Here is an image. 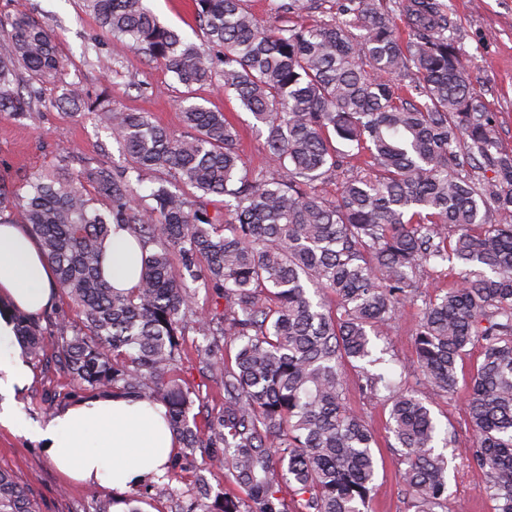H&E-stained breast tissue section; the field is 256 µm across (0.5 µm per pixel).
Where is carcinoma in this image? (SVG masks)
Instances as JSON below:
<instances>
[{
  "label": "carcinoma",
  "mask_w": 512,
  "mask_h": 512,
  "mask_svg": "<svg viewBox=\"0 0 512 512\" xmlns=\"http://www.w3.org/2000/svg\"><path fill=\"white\" fill-rule=\"evenodd\" d=\"M245 0H194L203 40L163 25L144 0H85L99 27L163 65L186 89L176 137L144 112L112 107L66 80L52 30L27 13L0 19V115L21 118L59 79L55 103L103 115L132 166L116 174L66 163L0 189V205L38 238L76 318L58 335L19 318L23 356L49 345L77 385L152 398L168 407L183 448L246 498L220 512H368L374 434L346 403L341 364L372 356L371 337L418 299L416 278L444 264L457 283L424 301L415 386L369 374L389 392L388 430L415 512L448 500V458L420 388L451 393L459 361L482 346L468 416L485 493L512 512V148L460 66L441 0H273L261 25ZM307 26L285 22L301 14ZM360 30L359 34L352 29ZM195 85L233 95L266 131L272 167L240 173L238 132L222 112L191 102ZM160 174L149 194L137 185ZM336 184L330 196L321 187ZM224 210H208V197ZM142 246L139 284L101 275L112 232ZM189 273L198 287H190ZM224 307L195 308L197 288ZM334 303H329V298ZM196 332L201 369L224 402L204 425L189 419L195 390L177 373L181 336ZM0 512H35L0 469Z\"/></svg>",
  "instance_id": "carcinoma-1"
}]
</instances>
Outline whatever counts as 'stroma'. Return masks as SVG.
Segmentation results:
<instances>
[{
  "mask_svg": "<svg viewBox=\"0 0 512 512\" xmlns=\"http://www.w3.org/2000/svg\"><path fill=\"white\" fill-rule=\"evenodd\" d=\"M456 25L459 61L472 80L487 111L496 117V132L505 147H512V0H445ZM160 22L189 37L200 32L192 0H146ZM27 13L53 31L59 51L69 60V76L82 83L87 92L112 94L113 108L149 113L152 120L174 134L184 127L176 106L183 88L162 66L128 43L103 31L86 10L83 0H0V16ZM111 56L112 66H99L98 59ZM60 90L47 85V103L26 118L0 116V187L11 188L37 171L68 156L72 170L95 160L120 171L131 167L130 158L110 137L98 115L83 118L52 107ZM195 102L222 112L240 133L241 168L252 172L270 165L265 138L253 129L249 112L222 89L203 85L193 91ZM415 306L401 308L382 336L373 341L375 364L355 361L342 366L349 406L374 431L377 473L369 512H413L411 496L396 466L395 440L386 430L389 406L384 392L361 388L363 372L406 377L403 364L415 358L413 334L419 320ZM194 331H186L182 348V376L199 392L195 411L217 415L224 400L219 383L202 373L196 358ZM482 360L480 348H472L458 371L453 393H427L433 414L453 436L447 448L448 500L442 512H497L495 501L483 489L488 477L474 460L475 436L467 412L470 377ZM34 379L15 398L19 409L34 423H44L60 410L89 393L77 387L60 371L53 357L32 362ZM0 469L11 473L25 488L35 512H111L118 500L139 499L143 512H187L199 487L217 496L227 489L223 470L203 468L200 455L174 461L167 475L130 488L115 496L110 488L87 487L64 482L48 462L40 443L6 428H0Z\"/></svg>",
  "mask_w": 512,
  "mask_h": 512,
  "instance_id": "obj_1",
  "label": "stroma"
}]
</instances>
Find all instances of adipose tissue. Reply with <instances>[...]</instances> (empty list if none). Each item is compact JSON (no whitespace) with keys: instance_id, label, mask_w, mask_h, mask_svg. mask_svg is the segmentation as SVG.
<instances>
[{"instance_id":"obj_1","label":"adipose tissue","mask_w":512,"mask_h":512,"mask_svg":"<svg viewBox=\"0 0 512 512\" xmlns=\"http://www.w3.org/2000/svg\"><path fill=\"white\" fill-rule=\"evenodd\" d=\"M141 249L126 231L108 241L103 274L113 287L135 288ZM57 297L55 267L38 239L21 224H0V426L27 430L42 442L66 479L124 493L164 475L178 443L158 402L133 396H97L77 402L45 426H26L12 399L33 379L20 356L14 318L49 310Z\"/></svg>"}]
</instances>
